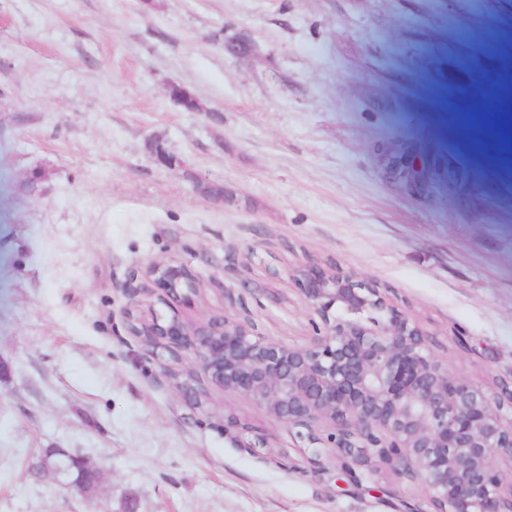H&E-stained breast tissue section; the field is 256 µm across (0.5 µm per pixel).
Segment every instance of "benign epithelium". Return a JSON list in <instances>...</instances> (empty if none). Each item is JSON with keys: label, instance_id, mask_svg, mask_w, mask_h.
Returning a JSON list of instances; mask_svg holds the SVG:
<instances>
[{"label": "benign epithelium", "instance_id": "benign-epithelium-1", "mask_svg": "<svg viewBox=\"0 0 512 512\" xmlns=\"http://www.w3.org/2000/svg\"><path fill=\"white\" fill-rule=\"evenodd\" d=\"M414 167L392 156L386 177L413 195ZM146 276L165 299L198 286L182 262L152 263ZM295 278L322 321L305 346L271 342L225 315L157 317L131 332L172 359L192 356L212 384L296 429L314 465L339 456L370 478L375 464H386L425 494L433 512H512V385L492 397L448 371L428 333L370 280L333 264L304 266ZM57 453L63 460L45 468L48 476L58 482L75 466L91 480L69 485L96 488V468Z\"/></svg>", "mask_w": 512, "mask_h": 512}]
</instances>
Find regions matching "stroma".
<instances>
[{
  "label": "stroma",
  "mask_w": 512,
  "mask_h": 512,
  "mask_svg": "<svg viewBox=\"0 0 512 512\" xmlns=\"http://www.w3.org/2000/svg\"><path fill=\"white\" fill-rule=\"evenodd\" d=\"M511 35L512 0H0V512H431L387 466L312 467L294 429L190 357L178 385L129 324L226 315L299 346L320 319L293 274L333 261L499 393L512 191L466 141L494 121L490 44ZM386 150L435 192L388 181ZM154 261L191 265L198 294H143ZM48 448L96 489L46 477ZM57 453L62 455L63 460L60 462H55L54 466H47L45 468V473L50 476L55 481L61 483L60 478L63 477L62 475L69 472L72 467H79L82 469V472L85 475H90L91 480L90 481H69L65 485H71L77 487L81 492L83 493H89L93 491L99 480V472L96 468L92 467L88 463H86L82 458L73 456L70 454L65 453L64 451L60 449H55Z\"/></svg>",
  "instance_id": "obj_1"
}]
</instances>
